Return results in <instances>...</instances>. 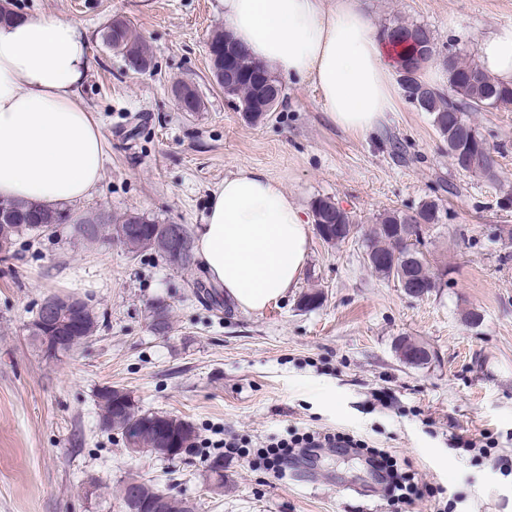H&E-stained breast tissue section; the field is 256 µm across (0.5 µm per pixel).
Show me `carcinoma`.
Segmentation results:
<instances>
[{
  "label": "carcinoma",
  "instance_id": "cac0c4a2",
  "mask_svg": "<svg viewBox=\"0 0 512 512\" xmlns=\"http://www.w3.org/2000/svg\"><path fill=\"white\" fill-rule=\"evenodd\" d=\"M391 44L410 35L429 42L433 40L431 31L421 25L398 24L383 31ZM119 44L112 45L113 40ZM102 42L107 47H116L118 52L135 67L145 69L152 64V46L138 37L126 24L118 33L112 27L104 28ZM207 47L213 76L225 69V63L234 67L227 73V92L235 109L245 120L258 123L275 111L273 102L283 96L282 84L260 62L244 54L234 42L232 35L223 29L211 31ZM445 70L448 75L449 94L443 89L434 88L414 78L405 86L407 97H416L423 103L421 111L428 113L439 135L448 142V155L456 159L455 151L459 144L481 147L487 140L476 127L465 118L457 107L456 100L467 101L475 110L484 106H512V86H507L485 73L471 60H463L453 54L448 55ZM181 100L189 110L197 112L202 100L195 87L181 84ZM313 217L318 236L327 243L338 244L345 241L350 231L357 230L353 216L340 209L328 198H319L312 205ZM439 205L434 201L424 202L411 211L394 210L384 214L364 234L365 255L373 258L369 267L378 276L397 281L407 278L409 283L422 287L421 294L427 297L439 287V275L431 272L419 256L415 246L422 243L429 227L439 222ZM72 221L67 211L34 203H14L0 201V226L5 227L11 241L22 235L39 236L53 225ZM172 225L158 224L139 214H129L122 223L73 225L75 234L88 241H97L105 235L115 234L117 240L128 252L134 254L143 249H155L158 239L167 234ZM152 332L166 334L170 329L169 311L165 304L158 303L150 309ZM418 346L412 340L403 339L396 346L400 360L411 366H420L427 358L415 357L411 351ZM99 423L103 430L120 436L124 448H138L136 454L162 456L170 460L181 459L193 453L197 433L194 426L178 417L167 415L165 419L184 432L182 446L176 452H169V435H156L148 430L146 423L157 419L154 412H146L134 403L129 392L123 388L106 386L96 394ZM209 491L224 493V455L217 453L210 457ZM123 512H196L194 503L173 498L159 490L153 480L141 475H129L116 488Z\"/></svg>",
  "mask_w": 512,
  "mask_h": 512
}]
</instances>
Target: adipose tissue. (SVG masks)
<instances>
[{
	"label": "adipose tissue",
	"mask_w": 512,
	"mask_h": 512,
	"mask_svg": "<svg viewBox=\"0 0 512 512\" xmlns=\"http://www.w3.org/2000/svg\"><path fill=\"white\" fill-rule=\"evenodd\" d=\"M224 26L256 61L313 86L343 133L367 136L396 109V52L359 0H224ZM478 55L512 84V27L484 38ZM88 67V42L70 20L0 24V200L56 207L97 191L105 138L77 93ZM309 234L282 185L243 166L213 192L195 252L225 298L260 312L295 287Z\"/></svg>",
	"instance_id": "ef3b65f1"
}]
</instances>
